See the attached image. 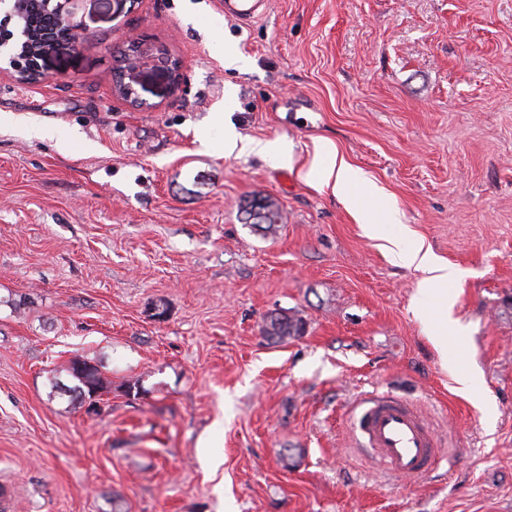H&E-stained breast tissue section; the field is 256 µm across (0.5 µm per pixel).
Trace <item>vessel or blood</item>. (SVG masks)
<instances>
[{"label": "vessel or blood", "instance_id": "1", "mask_svg": "<svg viewBox=\"0 0 512 512\" xmlns=\"http://www.w3.org/2000/svg\"><path fill=\"white\" fill-rule=\"evenodd\" d=\"M225 19L242 24L264 18L269 0H219ZM354 427L357 445L375 456L392 474L418 477L437 456L428 422L413 404L394 395L370 394L359 402Z\"/></svg>", "mask_w": 512, "mask_h": 512}]
</instances>
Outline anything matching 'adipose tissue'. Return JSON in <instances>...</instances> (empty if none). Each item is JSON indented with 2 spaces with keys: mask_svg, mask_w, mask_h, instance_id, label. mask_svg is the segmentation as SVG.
<instances>
[{
  "mask_svg": "<svg viewBox=\"0 0 512 512\" xmlns=\"http://www.w3.org/2000/svg\"><path fill=\"white\" fill-rule=\"evenodd\" d=\"M312 170L316 174L317 183L331 188L333 194L346 204L368 238H382L383 225L399 223L400 215L396 207H387L379 215L358 204V189H365L372 196L379 194L380 189L375 184L366 183L359 169L339 158L332 142L317 144ZM390 253L397 265L422 271L414 309L424 325L429 341L436 350H444L448 333L456 325L452 316L453 304L446 291L448 280L454 275L453 270L431 248L421 244L408 249L396 242Z\"/></svg>",
  "mask_w": 512,
  "mask_h": 512,
  "instance_id": "obj_1",
  "label": "adipose tissue"
}]
</instances>
